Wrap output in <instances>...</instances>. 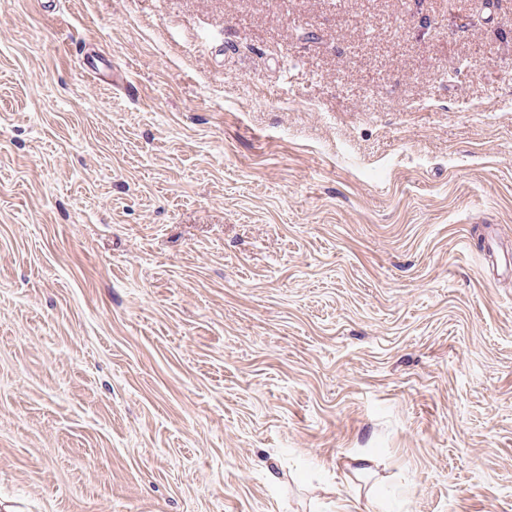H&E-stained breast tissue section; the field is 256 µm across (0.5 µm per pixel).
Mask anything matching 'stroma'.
Returning <instances> with one entry per match:
<instances>
[{"label": "stroma", "mask_w": 512, "mask_h": 512, "mask_svg": "<svg viewBox=\"0 0 512 512\" xmlns=\"http://www.w3.org/2000/svg\"><path fill=\"white\" fill-rule=\"evenodd\" d=\"M0 512H512V0H0Z\"/></svg>", "instance_id": "obj_1"}]
</instances>
